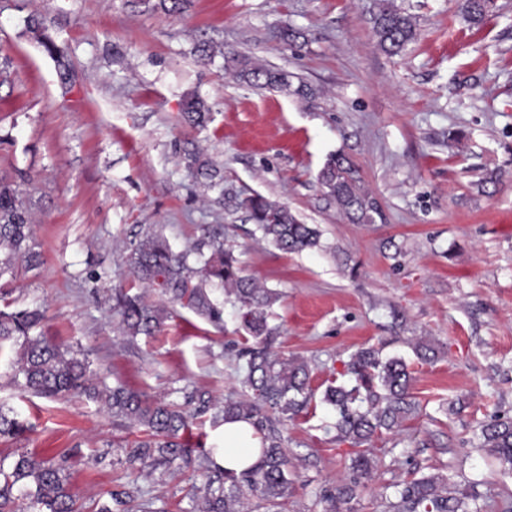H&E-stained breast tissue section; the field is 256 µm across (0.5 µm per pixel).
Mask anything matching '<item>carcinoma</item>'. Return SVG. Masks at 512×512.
I'll return each mask as SVG.
<instances>
[{
  "mask_svg": "<svg viewBox=\"0 0 512 512\" xmlns=\"http://www.w3.org/2000/svg\"><path fill=\"white\" fill-rule=\"evenodd\" d=\"M187 0H140L151 11H162L177 17L184 12ZM496 8L495 0H463L467 19L478 24ZM28 28L38 34L45 52L54 58L63 83L71 82L72 70L63 61L62 49L46 34L45 19L33 17ZM372 29L380 49L390 56L401 54L416 38L415 17L395 5L394 0H377L372 13ZM227 66L241 82L259 89H269L300 98H311L315 89L304 82L293 84V75L280 69L257 64L244 56L224 57ZM180 119L192 127H203L210 120L207 103L195 94L184 98ZM185 166L205 187L215 185L219 169L202 158L199 149L189 143L182 149ZM324 194L355 224H370L377 206L360 184L358 172L343 155L329 158L317 174ZM229 206L245 209L262 237L278 249L289 253L312 249L319 244L320 232L312 224H303L291 210L260 194L245 198L234 192L225 194ZM210 255H204V249ZM40 253L32 238L31 213L20 186L0 181V277L12 274L17 265L35 266ZM133 274L143 284L161 287L172 302H187L196 313L213 320L221 318V309L212 299L207 285L224 288L242 308V320L254 343L243 348L241 375L242 395L228 398L219 406L206 391L193 390L185 395V403L194 406L191 414L175 404L156 401L144 392L124 385L98 390L92 385V374L86 359L75 351L47 339L40 332L44 312L38 307L14 311L0 310V343L20 342L15 362V378L21 386L45 397L73 392L92 393L104 400L112 415L139 429L141 436L122 448L125 463L131 467L155 471L192 457L204 466L206 480L194 487L192 512H244L243 499L256 500L254 508L264 512H282L292 492L290 461L285 439L279 428L281 421L302 411L313 397L310 368L296 358L284 359L272 350L276 328L268 323L267 309L279 294L260 286L244 274L233 250L212 237L193 248L176 253L164 237L148 232L130 257ZM113 309L119 317L122 333L130 338L149 335L162 324L160 310L143 302L138 295L117 292L112 297ZM342 376L348 382L332 380L326 386L322 402L336 413L334 428L342 441L360 447L369 445L383 432L399 427L405 415L416 411L410 392L411 372L402 357L382 358L381 350L368 346L352 354L344 362ZM211 414L215 423L228 419L249 421L261 434L260 454L246 471L224 470L210 454L200 452L181 441L193 419ZM25 429L17 415H9L0 406V437L14 436ZM482 447L499 461L505 471H512V420L495 418L481 426ZM372 459L366 451L355 452L348 481L323 497L325 512H351L349 504L356 497L362 481L371 477ZM34 490L26 493V512H78L76 499L66 486L63 466L41 461L21 453L9 466L0 460V512H17L20 490L27 484ZM400 499L393 505L399 512H481L468 508L461 498L448 496V478L441 474L422 476L405 484ZM151 512V504L137 502L130 490L109 492V500L97 512Z\"/></svg>",
  "mask_w": 512,
  "mask_h": 512,
  "instance_id": "cac0c4a2",
  "label": "carcinoma"
}]
</instances>
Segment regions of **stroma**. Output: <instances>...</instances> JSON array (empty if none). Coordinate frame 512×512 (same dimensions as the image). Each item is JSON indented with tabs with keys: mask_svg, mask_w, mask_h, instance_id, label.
<instances>
[{
	"mask_svg": "<svg viewBox=\"0 0 512 512\" xmlns=\"http://www.w3.org/2000/svg\"><path fill=\"white\" fill-rule=\"evenodd\" d=\"M375 2L189 0L174 18L138 0H0V178L25 175L41 254L0 287V309L45 308L44 336L85 357L97 384L176 403L193 387L236 398L238 353L252 342L238 304L212 288L222 317L210 321L140 286L130 267L145 233L177 252L219 237L279 293L268 314L275 350L308 363L315 391L365 346L410 365L420 411L369 447L376 469L353 512H393V486L431 474L483 512H512V476L477 446L482 424L512 418V0H496L478 26L462 0H395L417 21L399 57L377 45ZM38 14L67 51L70 86L27 29ZM283 26L299 31L295 44L277 40ZM202 39L219 51L207 65ZM227 52L318 94L241 84L224 72ZM193 91L212 112L202 129L180 121ZM187 141L223 169V188L193 182L177 151ZM336 154L375 199L374 223H348L318 185ZM225 188L286 204L319 229V246L279 250L225 208ZM121 289L164 309L161 332L122 335L112 311ZM421 339L437 345L436 361L417 359ZM19 352L0 346V406L27 429L0 440V458L63 464L79 512L129 487L159 512H190L205 481L198 464L126 469L112 444L137 431L100 399L22 392ZM334 421L321 405L285 421L294 483L284 512H322L319 499L348 478L354 449Z\"/></svg>",
	"mask_w": 512,
	"mask_h": 512,
	"instance_id": "35a3bbf8",
	"label": "stroma"
}]
</instances>
